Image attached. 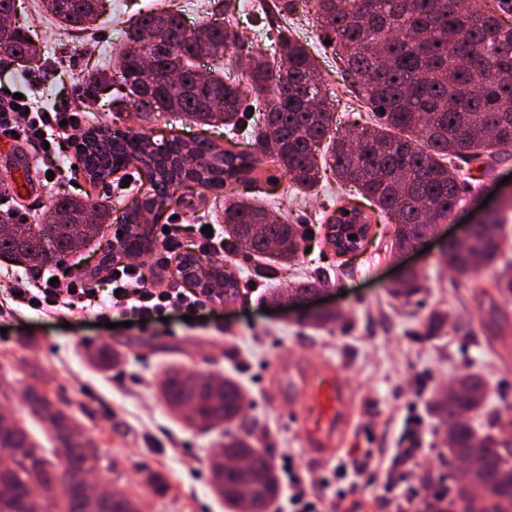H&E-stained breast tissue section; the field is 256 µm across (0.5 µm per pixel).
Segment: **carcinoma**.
<instances>
[{"instance_id": "cac0c4a2", "label": "carcinoma", "mask_w": 512, "mask_h": 512, "mask_svg": "<svg viewBox=\"0 0 512 512\" xmlns=\"http://www.w3.org/2000/svg\"><path fill=\"white\" fill-rule=\"evenodd\" d=\"M224 0V24L201 22L189 28L180 12L156 9L140 15L126 31V45L115 72H96L86 81L91 99L116 81L124 89L112 99L113 111L143 118L183 112L201 125L237 128L252 122L255 150L221 147L206 138L179 136L157 143L149 132L126 136L112 149V131L97 129L78 148L77 171L100 180L129 163H139L149 191L171 206L182 183L221 189L228 182L254 180L265 161L274 163L294 185L311 189L323 165L336 179L394 224V246H415L437 219H445L464 193L489 171L484 163L512 152V4L509 0H261L265 17L285 19L298 11L313 16L324 38L336 48L338 70L378 114L373 126L333 135L334 104L319 87L318 65L305 44L278 31L267 50H249L248 67L231 65L224 77L201 78L195 62L223 60L226 52L245 48ZM46 12L65 27L92 28L110 10L109 0H42ZM29 30L14 24L0 51L15 61L37 56ZM254 94L248 111L241 80ZM506 200L488 221L472 228L464 245L452 244L441 263L459 276L475 265H494L504 257ZM49 237L0 236V252L25 263L43 255L62 259L79 241L109 223L110 211L65 195L48 204ZM224 250L269 257L281 265L301 249L294 224L243 198L224 203ZM410 271L393 289L409 299L421 291ZM333 311L315 312L305 322L323 328L336 322ZM120 354L108 342L94 347L91 358L101 369L113 368ZM173 411L191 408V423L204 429L240 419L243 395L236 381H212L177 368L160 383ZM487 385L475 373L461 376L434 399L432 411L448 427V512H512V440L502 436L501 419L488 417L486 429L455 419L479 410ZM29 413L49 423L65 458L33 440L17 420L0 414V512H140L138 503L120 493L98 500L81 486L58 480L66 468L92 471L99 454L87 451L75 434L67 410L47 393L28 388ZM477 451L481 466L462 469L456 458ZM248 459L240 468H224V459ZM212 486L237 512H270L279 493L271 455L247 436L224 431V453L210 462Z\"/></svg>"}]
</instances>
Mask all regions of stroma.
I'll return each instance as SVG.
<instances>
[{
	"mask_svg": "<svg viewBox=\"0 0 512 512\" xmlns=\"http://www.w3.org/2000/svg\"><path fill=\"white\" fill-rule=\"evenodd\" d=\"M181 11L188 26L224 17V0H111V16L97 29L82 34L58 26L41 8V0H24L16 17L40 45L29 69L43 78L39 104L69 103L77 94L66 56H81L84 74L112 69L119 62L125 31L140 12L150 8ZM295 37L308 43L320 65L321 80L336 105V123L347 127L372 119L364 100L352 93L337 69L332 46L326 45L308 14L289 17ZM154 140L173 136H204L219 145L228 140L252 150L251 128L225 138L224 127L199 126L185 114L172 112L153 123ZM31 179L27 193L13 189L18 168ZM277 177L274 197L279 215L304 225L310 236L307 250L292 265L280 267L275 279L256 277L254 261L240 254L220 256L232 266L240 294L231 304L204 301L191 320L172 313L168 321L133 322L124 327L116 313L61 310L43 313L14 302L9 290L23 266L0 258V412L20 419L44 447H53V431L30 416L23 389L47 387L51 397L69 401L74 424L97 446L101 478L113 491L136 499L141 512H230L211 486L210 461L221 449L223 428L201 430L172 412L160 395L165 371L181 367L220 380L235 377L245 401L243 426L257 447L272 457L293 456L299 468L318 473L305 457L302 432L289 416L291 387L310 385L323 368L341 363L349 370L351 407L344 417L337 462L351 464L360 448L380 451L375 465L388 473L395 464L392 448L405 432L409 404H416L424 420L422 449L410 470L409 482L423 488L426 476H444L448 466L441 450L448 445L446 429L429 406L460 374L476 372L489 388L482 410L471 413L481 424L493 413L512 421V300L498 294L497 269H479L469 278H455L439 262L446 238L460 235L464 225L477 220L484 209H495L503 196H512V157L493 163L481 184L451 212L430 239L428 251L393 248V225L374 215V236L351 261L338 258L325 237V221L345 196L332 170H324L315 194L291 190L277 167L256 174L252 186L232 185L220 191L200 186L182 189L171 215L184 224L183 249L204 253L207 237L199 227L211 226L213 237H224V202L245 195L265 200L268 177ZM127 181L126 190L118 182ZM145 179L135 167L121 169L106 183L93 184L84 176L73 182L46 179L30 149L0 139V193L24 224L43 223L52 194L90 197L120 217L139 196ZM418 272L422 291L405 302L392 293L404 270ZM326 274L325 292L299 307L282 297L299 281ZM320 308L339 311L340 322L315 331L300 322L303 313ZM434 311L447 314L439 336H425V321ZM106 341L123 355L121 366L103 373L90 364L86 348ZM164 474L170 488L153 494L149 472Z\"/></svg>",
	"mask_w": 512,
	"mask_h": 512,
	"instance_id": "35a3bbf8",
	"label": "stroma"
}]
</instances>
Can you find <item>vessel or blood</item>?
<instances>
[{"mask_svg":"<svg viewBox=\"0 0 512 512\" xmlns=\"http://www.w3.org/2000/svg\"><path fill=\"white\" fill-rule=\"evenodd\" d=\"M344 368L327 372L320 383L307 393L294 419L303 430V440L310 461L322 462L332 454L334 427L341 424L349 408Z\"/></svg>","mask_w":512,"mask_h":512,"instance_id":"obj_1","label":"vessel or blood"}]
</instances>
